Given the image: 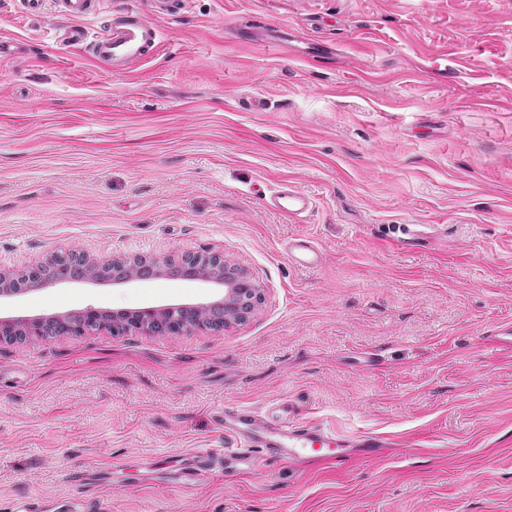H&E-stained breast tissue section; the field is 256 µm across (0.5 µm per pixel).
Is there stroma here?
Returning <instances> with one entry per match:
<instances>
[{"mask_svg":"<svg viewBox=\"0 0 512 512\" xmlns=\"http://www.w3.org/2000/svg\"><path fill=\"white\" fill-rule=\"evenodd\" d=\"M160 29L114 73L0 0V270L212 252L262 303L219 331L0 343V512H512V352L489 344L512 326V0H191ZM282 183L312 210L260 199ZM302 234L317 269L288 260ZM222 294L62 283L0 319ZM228 403L397 445L160 485L161 457L220 447ZM286 253L293 265L305 269H315L323 262V252L315 241L301 235L288 241Z\"/></svg>","mask_w":512,"mask_h":512,"instance_id":"35a3bbf8","label":"stroma"}]
</instances>
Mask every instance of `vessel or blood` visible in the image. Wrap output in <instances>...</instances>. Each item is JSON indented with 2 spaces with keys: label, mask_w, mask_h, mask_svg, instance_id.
<instances>
[{
  "label": "vessel or blood",
  "mask_w": 512,
  "mask_h": 512,
  "mask_svg": "<svg viewBox=\"0 0 512 512\" xmlns=\"http://www.w3.org/2000/svg\"><path fill=\"white\" fill-rule=\"evenodd\" d=\"M52 3L58 5L59 16L68 21L59 35L61 45L84 48L98 63L129 70L156 50L160 22L176 19L188 0H146L142 8L129 5L127 0H113L108 9L103 6L104 0H22L23 13L29 18L43 17ZM101 11L105 12L106 21L98 31L81 26V19ZM270 203L294 218L312 206L309 195L288 183L281 184L271 194ZM286 252L292 264L300 268L315 269L323 262L322 250L306 235L290 240ZM219 429L225 441L234 442L232 455L238 463L251 462L254 449L259 448L276 459L340 469L348 464L353 453L379 456L392 445L388 438L365 433L349 442L315 420L304 417L274 420L255 408L241 405L225 406ZM224 455L221 448L195 449L175 478L183 486H195L214 474L216 464L223 462Z\"/></svg>",
  "instance_id": "obj_1"
}]
</instances>
